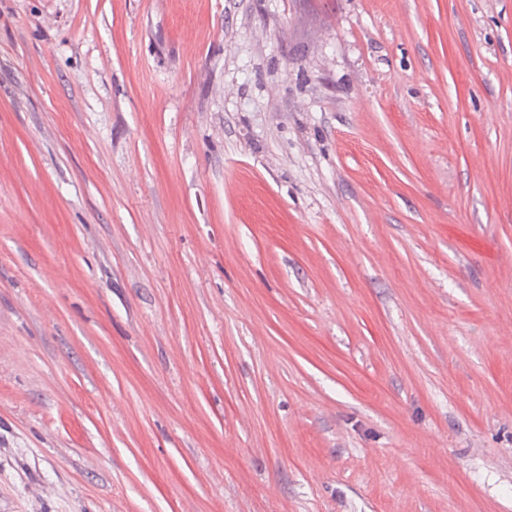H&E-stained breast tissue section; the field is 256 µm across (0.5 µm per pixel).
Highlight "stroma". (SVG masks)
<instances>
[{
	"label": "stroma",
	"instance_id": "obj_1",
	"mask_svg": "<svg viewBox=\"0 0 512 512\" xmlns=\"http://www.w3.org/2000/svg\"><path fill=\"white\" fill-rule=\"evenodd\" d=\"M0 512H512V0H0Z\"/></svg>",
	"mask_w": 512,
	"mask_h": 512
}]
</instances>
